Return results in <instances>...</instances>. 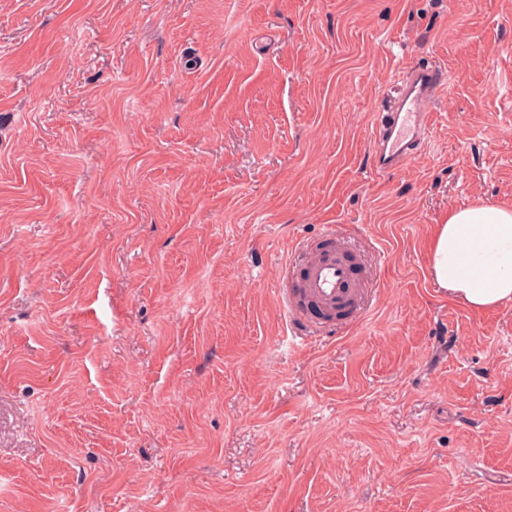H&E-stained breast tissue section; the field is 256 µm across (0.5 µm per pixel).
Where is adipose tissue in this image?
<instances>
[{"label":"adipose tissue","mask_w":512,"mask_h":512,"mask_svg":"<svg viewBox=\"0 0 512 512\" xmlns=\"http://www.w3.org/2000/svg\"><path fill=\"white\" fill-rule=\"evenodd\" d=\"M431 274L474 310L512 301V206L477 203L453 209L437 225Z\"/></svg>","instance_id":"obj_1"}]
</instances>
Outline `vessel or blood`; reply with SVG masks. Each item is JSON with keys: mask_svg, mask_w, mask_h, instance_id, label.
<instances>
[{"mask_svg": "<svg viewBox=\"0 0 512 512\" xmlns=\"http://www.w3.org/2000/svg\"><path fill=\"white\" fill-rule=\"evenodd\" d=\"M448 83L444 69L428 64L408 68L394 95L373 121L372 167L389 173L417 155L426 142L434 98ZM324 245H299L286 262L279 296L292 337L328 335L348 328L365 313L370 282L360 273L361 257L336 228L322 234Z\"/></svg>", "mask_w": 512, "mask_h": 512, "instance_id": "b4317fda", "label": "vessel or blood"}]
</instances>
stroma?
I'll return each instance as SVG.
<instances>
[{"label": "stroma", "mask_w": 512, "mask_h": 512, "mask_svg": "<svg viewBox=\"0 0 512 512\" xmlns=\"http://www.w3.org/2000/svg\"><path fill=\"white\" fill-rule=\"evenodd\" d=\"M448 85L373 172L403 71ZM512 206V0H0V512H512V302L430 272ZM363 320L294 346L325 225Z\"/></svg>", "instance_id": "35a3bbf8"}]
</instances>
